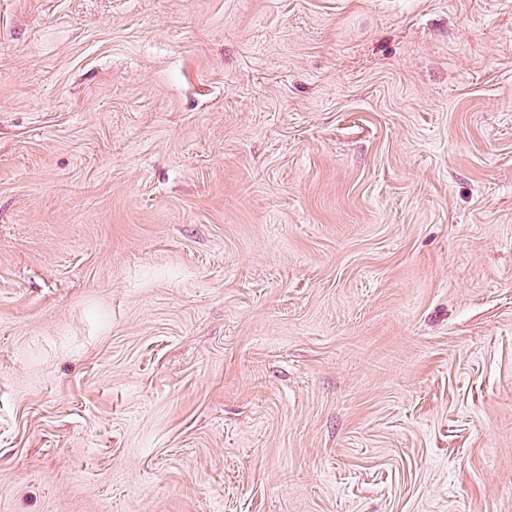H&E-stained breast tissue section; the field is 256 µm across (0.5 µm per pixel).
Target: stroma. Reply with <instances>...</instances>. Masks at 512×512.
Returning a JSON list of instances; mask_svg holds the SVG:
<instances>
[{"label":"stroma","mask_w":512,"mask_h":512,"mask_svg":"<svg viewBox=\"0 0 512 512\" xmlns=\"http://www.w3.org/2000/svg\"><path fill=\"white\" fill-rule=\"evenodd\" d=\"M0 512H512V0H0Z\"/></svg>","instance_id":"1"}]
</instances>
